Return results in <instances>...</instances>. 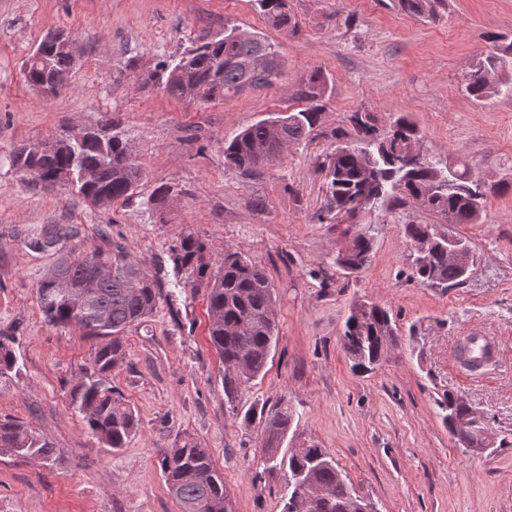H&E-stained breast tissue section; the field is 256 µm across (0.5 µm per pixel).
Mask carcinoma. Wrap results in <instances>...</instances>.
<instances>
[{"label":"carcinoma","instance_id":"1","mask_svg":"<svg viewBox=\"0 0 512 512\" xmlns=\"http://www.w3.org/2000/svg\"><path fill=\"white\" fill-rule=\"evenodd\" d=\"M259 15L276 29L295 28L288 14L287 0H251ZM444 0H394L405 14L432 18ZM238 26L229 25L216 34L200 33L191 43L190 73L177 74L181 59L170 58L156 66L144 79L176 100L219 101L250 88L268 89L278 85L283 57L277 46L256 32L242 38ZM494 51L467 74L466 93L483 102L496 94H512V76L504 73L505 60L512 56V37L497 34ZM23 63L25 82L43 85L46 96L55 97L68 83L74 59L64 43L43 38ZM263 52L269 64L243 74L242 64ZM490 70L496 81L487 83L479 72ZM328 74L314 69L296 92L305 106L279 112L259 120L224 139V167L245 180L261 178L280 163L285 147L313 140L321 130L327 107ZM348 125L330 132L334 148L322 166L327 169L329 211L348 205L356 196L368 195L369 209L391 212L408 208L403 225L409 248L412 277L428 288L464 284L476 257L468 249L456 261L448 259V241L470 240L456 231L459 224H476L486 212L490 194L508 189L509 182L487 184L473 166L460 160L450 166L432 154L409 159V148L421 141L418 126L403 112L394 114L389 127L379 130L369 112L355 111ZM96 126L101 134L80 144L62 146L54 138L32 148L21 145L10 157L20 179L38 188L42 182L64 175L66 186L95 206H107L132 198L145 177L140 162L127 159L128 138L121 118L103 112ZM172 185L158 186L148 205L164 215ZM174 267L184 275V285L206 292L208 336L224 364V398L237 410L242 389L258 378L276 346L279 328L273 283L266 270L240 251L226 248L224 258L212 262V245L188 230L170 246ZM374 238L368 231L341 230L336 250V270L356 276L371 264ZM112 266V277L100 280L89 258ZM63 278L41 279L37 301L46 323L53 327L74 326L97 340L93 364L84 371L70 391V405L83 416L90 433L104 448L117 451L139 428L134 411L122 402L112 386V372L124 359L122 333L156 310L162 298L157 274L133 259L119 246L97 248L63 259ZM64 288L79 289L86 295L76 313L61 296ZM398 332L390 312L377 303L356 300L349 307L342 332L343 349L354 368L377 369L397 345ZM19 372L12 340L0 334V384ZM448 434L466 413L467 404L448 394L437 401ZM259 419L261 448L271 468L284 471L283 512H347L356 497L350 479L326 449L315 443L292 448L281 456L279 449L294 422V411L282 399L247 409L244 422ZM35 457L45 462L60 459V451L44 434L16 418H0V456ZM158 465L169 493L179 502L181 512H231L232 503L209 449L184 437L161 450Z\"/></svg>","mask_w":512,"mask_h":512}]
</instances>
